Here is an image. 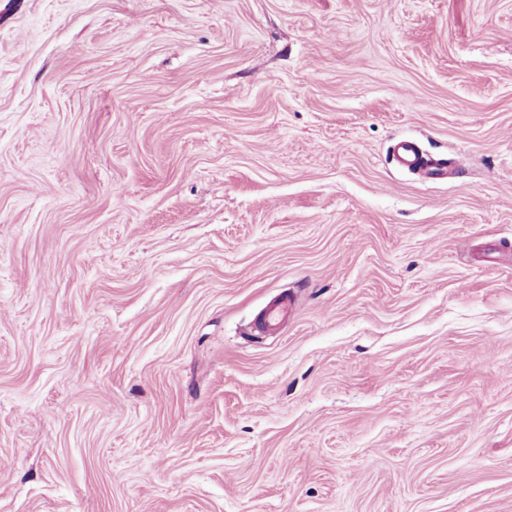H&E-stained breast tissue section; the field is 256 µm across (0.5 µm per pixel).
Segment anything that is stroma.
<instances>
[{"label": "stroma", "mask_w": 512, "mask_h": 512, "mask_svg": "<svg viewBox=\"0 0 512 512\" xmlns=\"http://www.w3.org/2000/svg\"><path fill=\"white\" fill-rule=\"evenodd\" d=\"M1 457L0 512H512V0H14ZM394 157L398 165L424 172L435 179L448 177L450 172L461 170L466 164L465 158L459 156L451 162L448 170V164L443 160L423 155L418 147L409 140H400L396 143Z\"/></svg>", "instance_id": "obj_1"}]
</instances>
